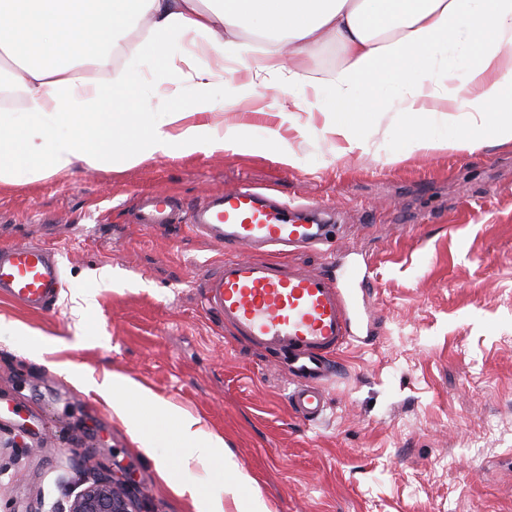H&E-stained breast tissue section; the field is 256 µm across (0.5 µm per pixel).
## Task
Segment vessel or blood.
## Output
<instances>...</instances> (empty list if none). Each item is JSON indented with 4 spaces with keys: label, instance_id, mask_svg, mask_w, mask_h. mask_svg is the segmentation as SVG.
I'll use <instances>...</instances> for the list:
<instances>
[{
    "label": "vessel or blood",
    "instance_id": "1",
    "mask_svg": "<svg viewBox=\"0 0 512 512\" xmlns=\"http://www.w3.org/2000/svg\"><path fill=\"white\" fill-rule=\"evenodd\" d=\"M177 211L174 198L152 194L142 199L137 221L160 233ZM321 214L249 186L212 192L188 213L189 229L224 249L223 261L198 278L208 307L234 336L285 361L288 403L304 422L323 417L334 358L364 333L354 294L363 285L360 273L307 271L292 260L300 251L331 252L335 227ZM61 286L53 249L0 247V293L21 307L44 309Z\"/></svg>",
    "mask_w": 512,
    "mask_h": 512
}]
</instances>
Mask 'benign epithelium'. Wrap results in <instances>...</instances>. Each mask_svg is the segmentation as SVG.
<instances>
[{"label":"benign epithelium","instance_id":"obj_1","mask_svg":"<svg viewBox=\"0 0 512 512\" xmlns=\"http://www.w3.org/2000/svg\"><path fill=\"white\" fill-rule=\"evenodd\" d=\"M57 512H139L129 482L102 469L74 498L59 505Z\"/></svg>","mask_w":512,"mask_h":512}]
</instances>
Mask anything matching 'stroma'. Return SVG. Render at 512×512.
Returning a JSON list of instances; mask_svg holds the SVG:
<instances>
[{"label":"stroma","mask_w":512,"mask_h":512,"mask_svg":"<svg viewBox=\"0 0 512 512\" xmlns=\"http://www.w3.org/2000/svg\"><path fill=\"white\" fill-rule=\"evenodd\" d=\"M305 95L309 111L287 121L276 90L238 104L216 88L204 122L243 127L235 152L0 190V246L63 260L49 311L0 296L19 330L0 335V512H51L97 466L130 477L145 512H197L159 476L178 453L170 428L132 430L78 382L115 373L199 417L270 512H512V143L411 151L387 112L352 148ZM242 185L337 211L344 265L370 269L375 334L337 356L313 424L291 412L280 363L208 310L197 278L223 250L183 224L156 235L133 221L144 193L192 206ZM105 268L116 285L101 284Z\"/></svg>","instance_id":"35a3bbf8"}]
</instances>
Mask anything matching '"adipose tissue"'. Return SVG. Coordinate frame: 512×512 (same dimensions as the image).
Returning <instances> with one entry per match:
<instances>
[{"instance_id":"1","label":"adipose tissue","mask_w":512,"mask_h":512,"mask_svg":"<svg viewBox=\"0 0 512 512\" xmlns=\"http://www.w3.org/2000/svg\"><path fill=\"white\" fill-rule=\"evenodd\" d=\"M246 30L266 45L256 66ZM330 44L342 59L319 85L335 116L331 130L349 145L376 112L399 113V133L413 150L471 154L512 143V0H0V70L22 97L18 111L0 113V187L157 155L239 150L240 128L195 121L212 111L225 71L243 73L244 90L294 94L308 83L302 58ZM213 51L225 68L204 64ZM179 62L195 97L153 122L143 84L179 98L169 86ZM87 68L94 76H84ZM431 120L448 134L421 133ZM102 396L124 421L153 405L191 448L177 467H220L229 492L246 495L239 512H270L232 454L216 456L217 442L197 418L154 405L146 389L117 374Z\"/></svg>"}]
</instances>
